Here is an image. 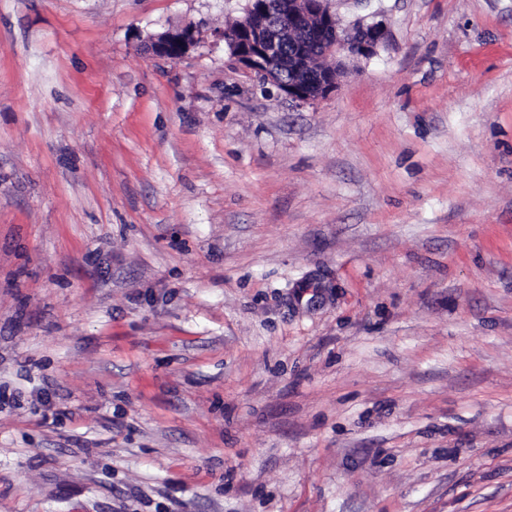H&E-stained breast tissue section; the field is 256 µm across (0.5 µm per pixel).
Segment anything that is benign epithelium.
Instances as JSON below:
<instances>
[{"instance_id":"7a95c632","label":"benign epithelium","mask_w":512,"mask_h":512,"mask_svg":"<svg viewBox=\"0 0 512 512\" xmlns=\"http://www.w3.org/2000/svg\"><path fill=\"white\" fill-rule=\"evenodd\" d=\"M329 0H248L237 27L224 30L231 54L249 71L273 84L300 106L336 88L344 57L370 56L385 38L382 24L346 28ZM194 43L190 27L153 38L151 50L161 57H181Z\"/></svg>"}]
</instances>
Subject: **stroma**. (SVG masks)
Masks as SVG:
<instances>
[{
  "label": "stroma",
  "mask_w": 512,
  "mask_h": 512,
  "mask_svg": "<svg viewBox=\"0 0 512 512\" xmlns=\"http://www.w3.org/2000/svg\"><path fill=\"white\" fill-rule=\"evenodd\" d=\"M245 6L0 0V512H512V0ZM328 2L248 0L237 27L224 28V42L240 63L288 101L308 104L336 88L344 57L370 56L385 38L381 23L342 27ZM257 16L263 18L261 24L254 23ZM318 56L331 59V66L310 69L309 59ZM194 43L193 30L190 27L167 31L153 38L151 50L158 56L174 58L185 55Z\"/></svg>",
  "instance_id": "stroma-1"
}]
</instances>
